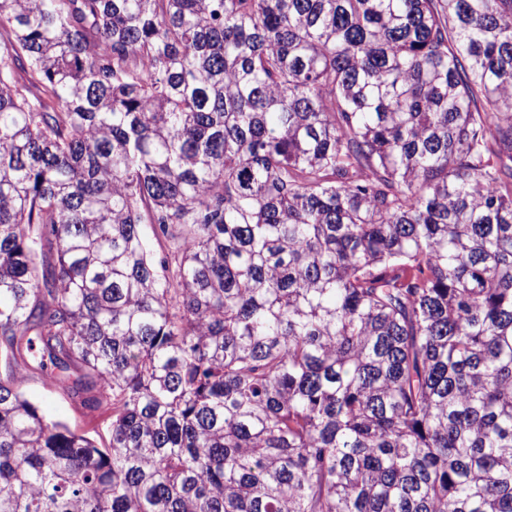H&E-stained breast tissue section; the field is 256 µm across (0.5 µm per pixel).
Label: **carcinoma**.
Masks as SVG:
<instances>
[{
  "mask_svg": "<svg viewBox=\"0 0 512 512\" xmlns=\"http://www.w3.org/2000/svg\"><path fill=\"white\" fill-rule=\"evenodd\" d=\"M0 512H512V0H0ZM20 389L36 403L43 412L53 420L69 423L81 430H92L94 427L101 431L100 419L97 412L86 414L78 407L76 401L67 393L57 389H45L37 375L25 374L18 380ZM102 433V431H101Z\"/></svg>",
  "mask_w": 512,
  "mask_h": 512,
  "instance_id": "cac0c4a2",
  "label": "carcinoma"
}]
</instances>
